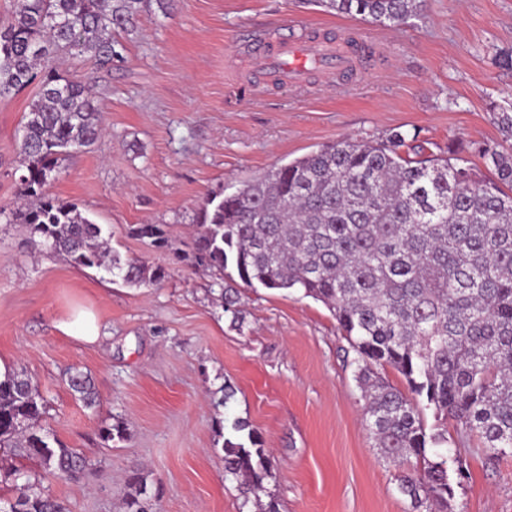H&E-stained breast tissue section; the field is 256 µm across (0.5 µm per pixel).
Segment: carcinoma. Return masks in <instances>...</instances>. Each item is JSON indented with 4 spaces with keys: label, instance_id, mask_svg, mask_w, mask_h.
I'll use <instances>...</instances> for the list:
<instances>
[{
    "label": "carcinoma",
    "instance_id": "cac0c4a2",
    "mask_svg": "<svg viewBox=\"0 0 512 512\" xmlns=\"http://www.w3.org/2000/svg\"><path fill=\"white\" fill-rule=\"evenodd\" d=\"M143 0H11L0 25V98L34 84L19 143L24 225L32 249L97 268L141 286L162 273L114 251L102 227L50 192L59 162L102 135V113L87 81L55 73L67 55L112 67V28L133 25ZM338 15L384 26L405 24L419 0H320ZM406 135L375 144L352 138L325 144L275 167L237 191L203 200L192 250L179 260L224 274L248 288L296 290L323 303L354 352L366 426L383 458L402 468L399 492L410 512H450L448 475L467 476L461 456L448 459V421L492 458L512 457V147L479 148L483 175L460 159L402 154ZM131 232L158 246L157 224ZM392 368L407 390L379 370ZM69 386L85 406L100 405L91 378L76 370ZM46 403L22 374L0 379V448H13L37 472L14 469L13 496L0 512H65L32 481L67 477L86 458L38 425ZM430 410L438 422L424 423ZM224 439V478L238 484L241 507L278 512L264 502L274 464L259 433L231 423ZM124 512H157L159 489L148 475L127 476Z\"/></svg>",
    "mask_w": 512,
    "mask_h": 512
}]
</instances>
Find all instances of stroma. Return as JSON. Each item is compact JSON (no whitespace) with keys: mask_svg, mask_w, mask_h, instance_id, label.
<instances>
[{"mask_svg":"<svg viewBox=\"0 0 512 512\" xmlns=\"http://www.w3.org/2000/svg\"><path fill=\"white\" fill-rule=\"evenodd\" d=\"M296 38L342 45L347 68L306 67L295 84L265 74L291 19ZM122 58L58 63L89 80L103 105L102 138L63 161L51 187L75 203L122 257L161 281L140 287L31 249L22 225L0 216V362L25 374L46 400L45 424L90 463L85 476L34 484L68 512H124L130 470L161 488L159 512H239L224 477V420L259 432L280 512H408L399 470L382 459L363 421L346 357L350 345L320 302L240 288L225 313L210 272L179 262L209 195L231 193L271 168L344 137L377 142L394 130L427 153L481 166L479 147L503 140L512 113V0H424L408 24L385 27L324 11L316 0H171L145 7L131 30H113ZM34 88L0 98V205L20 189L18 140ZM166 230L167 246L131 234ZM82 311L96 342L60 322ZM88 373L101 398L86 408L68 372ZM233 397L221 405L224 387ZM122 420L128 437L105 442ZM466 460L453 512H512V457L496 460L448 432ZM78 331H72V325L62 323L60 328L72 336H79L86 342H95L100 336V329L96 319L89 313H80L75 319Z\"/></svg>","mask_w":512,"mask_h":512,"instance_id":"stroma-1","label":"stroma"}]
</instances>
